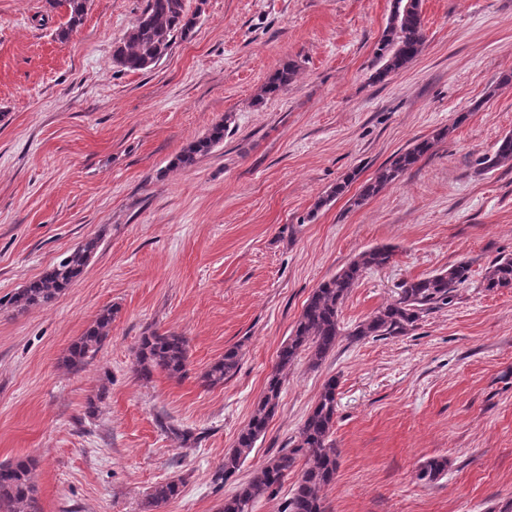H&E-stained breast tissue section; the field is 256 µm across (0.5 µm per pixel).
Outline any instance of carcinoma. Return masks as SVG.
<instances>
[{
  "label": "carcinoma",
  "instance_id": "1",
  "mask_svg": "<svg viewBox=\"0 0 512 512\" xmlns=\"http://www.w3.org/2000/svg\"><path fill=\"white\" fill-rule=\"evenodd\" d=\"M49 2L65 8L67 21L56 32L57 40L65 42L81 25L86 14L87 0ZM186 2L147 0L145 9L127 31L123 42L113 50L115 65L121 69L142 71L168 55L174 37H185L196 26L197 14L189 12ZM424 43L421 0H400L399 11L390 14L377 44L373 78L380 82L405 68L420 54ZM298 71L296 61L284 62L268 78L262 88V96L278 95L296 80ZM226 131L227 121L215 124L207 135L190 143L177 156L175 164L194 165L224 141ZM449 132L448 128L440 129L431 137L417 142L411 149L396 155L379 170L373 181L363 185L356 203L378 194L385 186L395 182L426 155L435 142L447 137ZM509 160H512V134L505 135L498 142L494 154L483 156L480 165L490 171ZM99 246V238L85 239L40 277L30 281L19 293L5 302L0 300V307L9 305L25 310L55 301L82 275ZM392 258L393 250L388 246L364 250L346 267L314 289L288 342L281 346L277 354L274 372L262 398L247 426L239 433L234 448L224 454V461L215 473L214 481L225 482L240 470L256 442L266 432L278 404L283 373L303 352L310 355L314 366L325 359L341 336L339 315L348 294L365 271L383 268L390 264ZM470 273V264L461 261L446 270L403 281L399 286L398 298L356 325L349 336L361 339L406 334L430 311L448 305L452 301L454 288L467 281ZM483 288L488 291L512 288V254L502 255L493 261L483 278ZM113 317L112 309L102 310L93 325L74 341L66 357V365L70 369H80L96 355L109 335ZM240 350L239 345L226 349L224 356L201 375V385L212 388L231 378L240 364ZM187 361L185 337L155 331L140 338L135 352V371L138 377L145 380L158 373L179 377L187 371ZM336 389V379H329L298 435L292 440V448L269 458L251 479L240 485L235 494L224 499L221 512H251L258 500L276 496L300 457L305 460V467L283 512H326L321 490L334 480L339 467L338 455L331 439L336 418ZM444 467L443 462L431 460L419 467L417 479L432 481ZM34 468L35 462L32 459L0 463V512H41L32 479ZM179 493V483L175 480L156 486L145 500L144 512H158L159 508L175 499Z\"/></svg>",
  "mask_w": 512,
  "mask_h": 512
}]
</instances>
